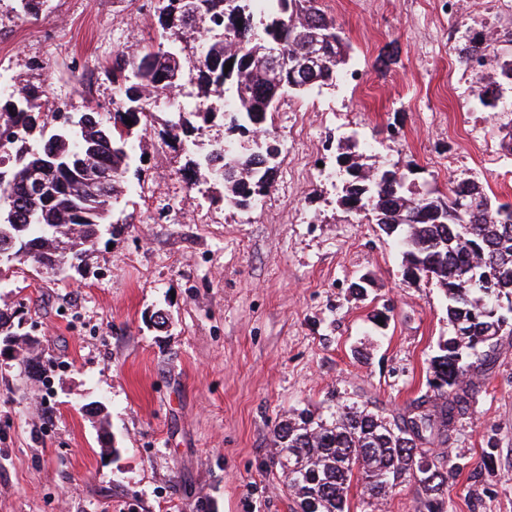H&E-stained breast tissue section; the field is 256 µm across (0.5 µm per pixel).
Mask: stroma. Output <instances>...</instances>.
Segmentation results:
<instances>
[{
	"label": "stroma",
	"mask_w": 512,
	"mask_h": 512,
	"mask_svg": "<svg viewBox=\"0 0 512 512\" xmlns=\"http://www.w3.org/2000/svg\"><path fill=\"white\" fill-rule=\"evenodd\" d=\"M158 6L46 0L33 18L0 0V64L65 110H110L112 57L152 43ZM322 6L363 81L284 95L260 207L185 180L196 153L227 137L223 118L185 149L156 122L138 132L146 158L81 270L0 266V311L21 315L27 335L0 355V512H291L273 455L279 422L335 396L406 415L429 393L450 331L444 296L405 281L395 241L338 205L336 156L366 142L419 189L471 178L512 204V156L498 148L512 84L492 69L474 77L454 51L465 31H490L512 58V0ZM478 79L497 109L473 100ZM363 278L370 287L354 290ZM475 381L448 443L444 509L512 512L511 334ZM421 499L410 481L375 504L359 486L349 494L351 512H425Z\"/></svg>",
	"instance_id": "35a3bbf8"
}]
</instances>
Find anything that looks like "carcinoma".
I'll use <instances>...</instances> for the list:
<instances>
[{"mask_svg": "<svg viewBox=\"0 0 512 512\" xmlns=\"http://www.w3.org/2000/svg\"><path fill=\"white\" fill-rule=\"evenodd\" d=\"M262 4L263 35L253 34L254 2ZM152 23L158 46L112 58L117 98L112 111L51 112L49 95L25 84L0 95V253L4 261L30 263L50 274L79 269L107 223L112 200L124 189L135 152L134 134L150 112L139 103L177 86L185 61L162 49L163 41L195 28L209 16L222 32L207 29L209 50L196 65L197 92L191 109H174L163 133L180 147L191 142V118L217 115L214 99L232 93L234 111L222 113L227 130L244 137L270 132L268 119L286 92L334 87L350 59V43L326 17L318 0H197V13L181 12V0H160ZM282 43L286 60L308 66L276 70L266 44ZM488 37L467 34L456 47L466 63L484 59L512 82V59L488 52ZM232 68L224 71L226 62ZM133 124H126V120ZM216 143L193 160L223 186L224 202L248 208L271 187L276 149L247 152ZM359 151L342 152L337 163L347 175L340 205L396 235L403 248L404 276L433 280L447 301L452 332L431 359L433 394L413 404L412 415L383 416L357 401H336L329 416L303 410L275 429L278 461L293 496V512H349L353 483L369 499H384L405 481L418 484L426 512H444L442 487L448 457L425 444L446 443L475 389V370L490 356L495 339L512 321V207L494 205L477 182L463 179L449 194L420 191L394 165L368 163ZM461 199L473 208L461 223Z\"/></svg>", "mask_w": 512, "mask_h": 512, "instance_id": "cac0c4a2", "label": "carcinoma"}]
</instances>
